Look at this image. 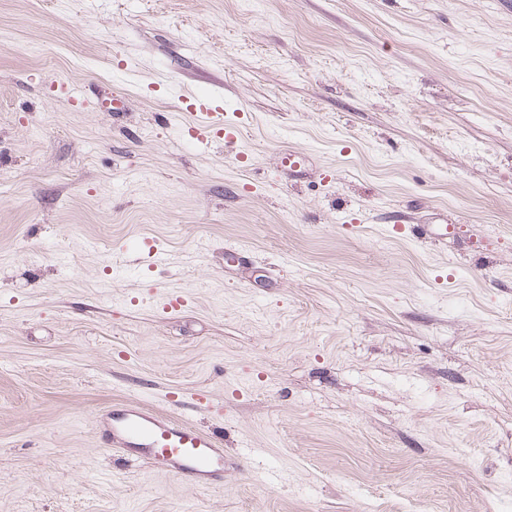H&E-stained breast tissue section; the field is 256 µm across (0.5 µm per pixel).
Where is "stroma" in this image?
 I'll return each instance as SVG.
<instances>
[{
  "label": "stroma",
  "mask_w": 512,
  "mask_h": 512,
  "mask_svg": "<svg viewBox=\"0 0 512 512\" xmlns=\"http://www.w3.org/2000/svg\"><path fill=\"white\" fill-rule=\"evenodd\" d=\"M130 400L223 487L102 447ZM0 512H512V0H0ZM174 94L187 104L186 112L191 116V121L185 124V129L190 135L201 141H208L214 138H224L235 141L239 137L238 130L230 125L224 124V110L214 100L198 95L184 94L180 87L173 89Z\"/></svg>",
  "instance_id": "obj_1"
}]
</instances>
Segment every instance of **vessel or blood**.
Listing matches in <instances>:
<instances>
[{
  "instance_id": "obj_1",
  "label": "vessel or blood",
  "mask_w": 512,
  "mask_h": 512,
  "mask_svg": "<svg viewBox=\"0 0 512 512\" xmlns=\"http://www.w3.org/2000/svg\"><path fill=\"white\" fill-rule=\"evenodd\" d=\"M180 100L191 117L186 129L193 138H238V130L225 123L222 107L211 98L184 94ZM100 438L105 447L189 478L198 488L224 482V448L219 437L141 403L125 402L104 410Z\"/></svg>"
}]
</instances>
